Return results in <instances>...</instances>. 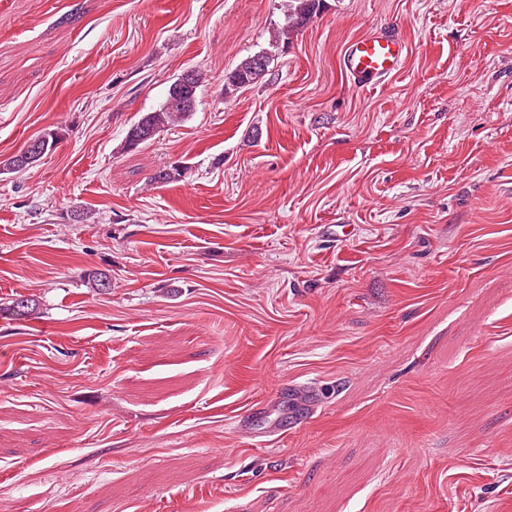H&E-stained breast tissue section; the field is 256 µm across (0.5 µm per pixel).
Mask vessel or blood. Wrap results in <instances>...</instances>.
Wrapping results in <instances>:
<instances>
[{"instance_id":"b4317fda","label":"vessel or blood","mask_w":512,"mask_h":512,"mask_svg":"<svg viewBox=\"0 0 512 512\" xmlns=\"http://www.w3.org/2000/svg\"><path fill=\"white\" fill-rule=\"evenodd\" d=\"M407 56V44L396 32L374 30L352 39L340 63L354 84L368 87L395 75Z\"/></svg>"}]
</instances>
